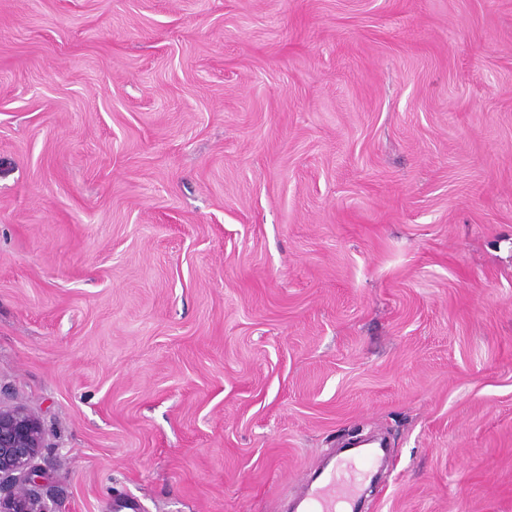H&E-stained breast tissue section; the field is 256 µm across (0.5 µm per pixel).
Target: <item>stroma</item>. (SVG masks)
Listing matches in <instances>:
<instances>
[{"mask_svg": "<svg viewBox=\"0 0 512 512\" xmlns=\"http://www.w3.org/2000/svg\"><path fill=\"white\" fill-rule=\"evenodd\" d=\"M0 400L59 512H512V0H0ZM347 465L346 459H341L331 466H323L317 484L301 486L296 497L302 508L296 512H348L343 504L351 506L358 487L352 481L337 477Z\"/></svg>", "mask_w": 512, "mask_h": 512, "instance_id": "obj_1", "label": "stroma"}]
</instances>
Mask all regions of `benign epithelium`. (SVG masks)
I'll use <instances>...</instances> for the list:
<instances>
[{"label":"benign epithelium","instance_id":"obj_1","mask_svg":"<svg viewBox=\"0 0 512 512\" xmlns=\"http://www.w3.org/2000/svg\"><path fill=\"white\" fill-rule=\"evenodd\" d=\"M44 447L39 416L22 405L0 404V512H58L37 491L35 460Z\"/></svg>","mask_w":512,"mask_h":512}]
</instances>
